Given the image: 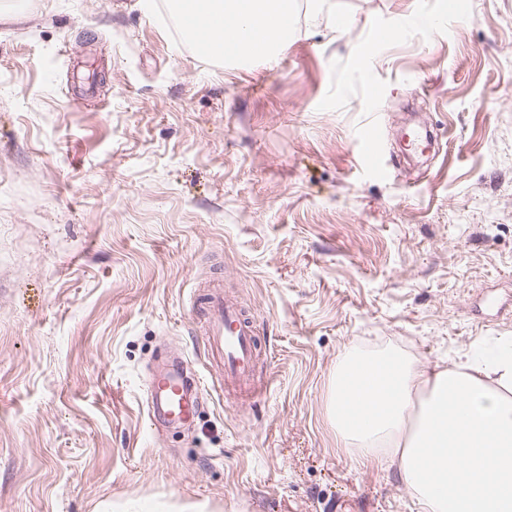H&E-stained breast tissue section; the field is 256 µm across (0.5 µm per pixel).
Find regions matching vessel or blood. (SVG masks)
<instances>
[{
    "label": "vessel or blood",
    "mask_w": 512,
    "mask_h": 512,
    "mask_svg": "<svg viewBox=\"0 0 512 512\" xmlns=\"http://www.w3.org/2000/svg\"><path fill=\"white\" fill-rule=\"evenodd\" d=\"M205 301L199 323L225 385L246 386L257 357V327L251 314L225 296L221 280L205 281ZM147 418L153 425L188 422L203 393L200 379L187 360L156 372L145 381Z\"/></svg>",
    "instance_id": "obj_1"
}]
</instances>
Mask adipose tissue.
<instances>
[{"mask_svg": "<svg viewBox=\"0 0 512 512\" xmlns=\"http://www.w3.org/2000/svg\"><path fill=\"white\" fill-rule=\"evenodd\" d=\"M172 12L238 63L288 42V0H172ZM328 416L348 455L387 460L422 512H512L511 348L435 369L394 348H346Z\"/></svg>", "mask_w": 512, "mask_h": 512, "instance_id": "1", "label": "adipose tissue"}]
</instances>
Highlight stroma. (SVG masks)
<instances>
[{"label":"stroma","mask_w":512,"mask_h":512,"mask_svg":"<svg viewBox=\"0 0 512 512\" xmlns=\"http://www.w3.org/2000/svg\"><path fill=\"white\" fill-rule=\"evenodd\" d=\"M0 22V512H421L326 412L348 345L427 367L512 343V0H292L275 60L202 58L156 0ZM392 173L363 161L374 124ZM218 278L254 384L218 381ZM198 288H207L199 323L211 357L221 368L224 385H249L257 358L253 317L235 299L224 297L221 280L205 281ZM147 419L156 427L169 422H188L203 398L200 379L187 360L145 379Z\"/></svg>","instance_id":"stroma-1"}]
</instances>
